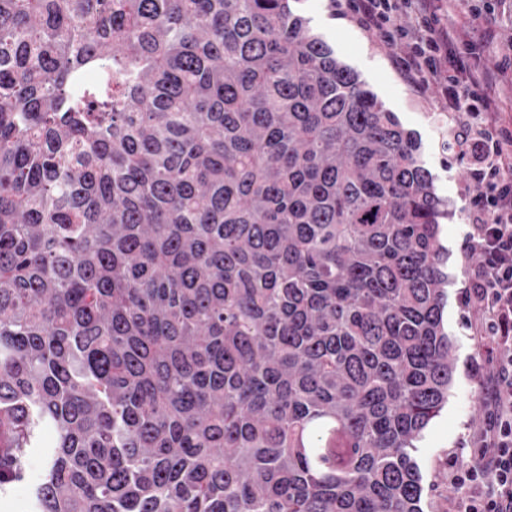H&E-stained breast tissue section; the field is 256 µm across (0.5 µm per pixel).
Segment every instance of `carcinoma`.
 <instances>
[{
	"label": "carcinoma",
	"instance_id": "carcinoma-1",
	"mask_svg": "<svg viewBox=\"0 0 512 512\" xmlns=\"http://www.w3.org/2000/svg\"><path fill=\"white\" fill-rule=\"evenodd\" d=\"M446 216L292 0H0V493L424 512Z\"/></svg>",
	"mask_w": 512,
	"mask_h": 512
}]
</instances>
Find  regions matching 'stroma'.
<instances>
[{
  "mask_svg": "<svg viewBox=\"0 0 512 512\" xmlns=\"http://www.w3.org/2000/svg\"><path fill=\"white\" fill-rule=\"evenodd\" d=\"M298 7L337 57L360 74L368 88L396 113L405 129L416 133L435 190L448 205L449 217L441 226L440 238L448 251V303L444 321L454 342L453 380L447 405L425 429L416 453L424 477L428 512H447L448 460L454 456L460 462H469V435L485 415L481 406L485 380L471 370V363L478 359L485 341L471 334L466 322L473 314L461 301L466 272L461 244L466 222L463 175L467 161L444 149L449 136L448 125L439 113L441 101L432 94L416 95L374 37L352 22L334 16L332 0H299ZM491 28V36L481 41V63L496 83L494 91L501 121L512 124V76L504 72L507 63L512 62V17L496 12Z\"/></svg>",
  "mask_w": 512,
  "mask_h": 512,
  "instance_id": "35a3bbf8",
  "label": "stroma"
}]
</instances>
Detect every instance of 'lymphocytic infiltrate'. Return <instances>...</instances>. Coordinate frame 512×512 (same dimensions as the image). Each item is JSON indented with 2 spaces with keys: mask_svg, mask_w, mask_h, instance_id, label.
I'll use <instances>...</instances> for the list:
<instances>
[{
  "mask_svg": "<svg viewBox=\"0 0 512 512\" xmlns=\"http://www.w3.org/2000/svg\"><path fill=\"white\" fill-rule=\"evenodd\" d=\"M336 10L389 51L416 93L447 102L452 138L472 157L462 300L487 339L486 416L470 463L448 465V512H512V128L498 118L470 26L449 28L441 0H336Z\"/></svg>",
  "mask_w": 512,
  "mask_h": 512,
  "instance_id": "f902f5d3",
  "label": "lymphocytic infiltrate"
}]
</instances>
